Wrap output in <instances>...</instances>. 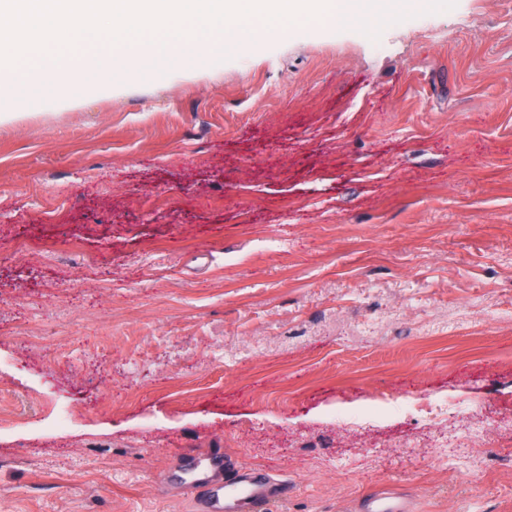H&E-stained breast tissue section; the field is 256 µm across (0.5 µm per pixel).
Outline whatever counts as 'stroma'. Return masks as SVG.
<instances>
[{"instance_id": "obj_1", "label": "stroma", "mask_w": 512, "mask_h": 512, "mask_svg": "<svg viewBox=\"0 0 512 512\" xmlns=\"http://www.w3.org/2000/svg\"><path fill=\"white\" fill-rule=\"evenodd\" d=\"M70 92L0 99V512H192L213 448L272 512H512V0ZM354 512H411L407 499L390 492L378 491L361 498Z\"/></svg>"}]
</instances>
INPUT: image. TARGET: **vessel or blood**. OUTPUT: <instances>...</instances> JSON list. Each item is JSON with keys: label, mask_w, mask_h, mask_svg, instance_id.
I'll list each match as a JSON object with an SVG mask.
<instances>
[{"label": "vessel or blood", "mask_w": 512, "mask_h": 512, "mask_svg": "<svg viewBox=\"0 0 512 512\" xmlns=\"http://www.w3.org/2000/svg\"><path fill=\"white\" fill-rule=\"evenodd\" d=\"M181 468L195 491L193 512H268L287 499V481L213 449L207 457L184 456ZM354 512H411L407 499L385 491L361 498Z\"/></svg>", "instance_id": "b4317fda"}]
</instances>
